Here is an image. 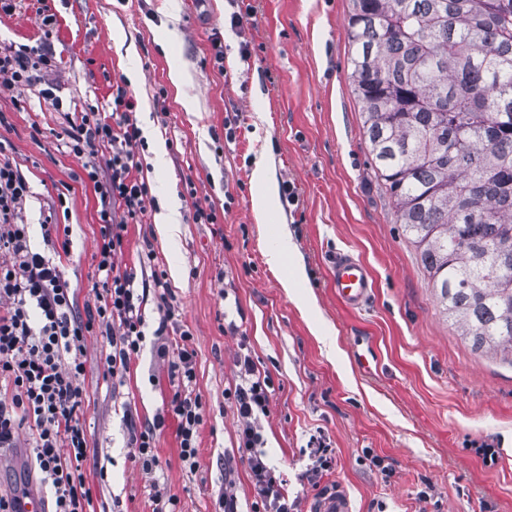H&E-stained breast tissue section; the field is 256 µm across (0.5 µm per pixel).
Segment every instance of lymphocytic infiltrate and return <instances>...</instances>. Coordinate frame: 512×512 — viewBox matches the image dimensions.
I'll return each mask as SVG.
<instances>
[{
    "instance_id": "lymphocytic-infiltrate-1",
    "label": "lymphocytic infiltrate",
    "mask_w": 512,
    "mask_h": 512,
    "mask_svg": "<svg viewBox=\"0 0 512 512\" xmlns=\"http://www.w3.org/2000/svg\"><path fill=\"white\" fill-rule=\"evenodd\" d=\"M53 65L54 57L43 44L0 50V78L20 88L40 84L43 71ZM134 108L125 88H117L110 118L88 109L70 135L71 152L92 159L84 172L102 201L95 304L87 319L74 315L71 285L59 265L32 251L27 226L16 220L29 183L16 166L0 161V382L12 387L11 396H0V447H13L20 427L32 424L29 454L52 494L51 512H95L84 474L87 441L81 422L88 336L94 327L103 328L112 348L106 363L115 379L123 378L146 338L145 296L135 273L117 262L128 225L142 223L150 199V186L139 175L137 148L143 137ZM98 155L103 158L99 164L94 161ZM165 334V326H158L154 347L158 358L168 359L170 373L178 380L168 411L178 424L179 458L193 473L200 467L196 438L203 422L202 399L192 387L193 336L181 331L170 345ZM237 364L239 381L232 396L238 452L247 462L253 497L264 512H302L301 497L288 495L259 450L262 420L270 412L271 379L251 357ZM160 428L157 421L141 426L135 419L127 421L129 455L147 475L160 468Z\"/></svg>"
}]
</instances>
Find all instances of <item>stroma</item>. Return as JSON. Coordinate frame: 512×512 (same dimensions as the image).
Returning <instances> with one entry per match:
<instances>
[{"label": "stroma", "instance_id": "stroma-1", "mask_svg": "<svg viewBox=\"0 0 512 512\" xmlns=\"http://www.w3.org/2000/svg\"><path fill=\"white\" fill-rule=\"evenodd\" d=\"M250 3L255 13L238 30L229 22L235 0H14L12 12H0V47L45 41L55 56L48 79L61 106L38 89L23 92L0 81V154L29 181L19 219L29 226L32 250L52 254L45 225L69 228L61 267L78 317L94 305L101 203L80 179L83 159L67 147L71 120L90 104L111 112L112 93L122 86L138 122L150 123L168 151L158 172L151 152H140L152 199L142 223L129 225L118 260L146 281L157 268L181 272L169 282L167 301L148 294L145 332L153 334L170 309L169 327L194 337V390L204 405L200 468L189 473L179 458L177 423L166 416L175 390L167 363L144 345L123 383L113 385L105 361L111 348L93 332L82 423L96 512L117 505L156 512L153 491L128 456V410L143 423L165 418L156 439L160 482L180 512H215L228 484L240 512H258L226 395L243 344L274 388L262 448L288 493L304 492L305 512L318 495L301 488L297 476L309 437L319 434L336 451L320 483L341 487L353 512H512V362L473 349L444 313L371 166L349 79L351 0ZM44 6L56 18L48 29ZM116 25L134 43V56L116 51ZM243 41L247 60L239 54ZM131 68L134 83L126 75ZM174 68L183 73L178 86L169 77ZM161 88L163 113L154 99ZM185 98L195 101V111L184 110ZM229 115L238 118L230 140ZM261 160L273 165L277 183H292L298 193L293 202L278 193L263 222L251 204ZM165 195L183 214V231L172 242L161 241L155 228ZM196 199L211 209L213 223H195ZM282 227L304 266L312 309L300 306L265 261ZM340 253L363 262L373 283L356 310L339 303L330 285ZM29 442L24 427L16 447L0 450V492L44 493ZM369 452L388 473L370 466ZM428 488L433 499L425 504L418 495Z\"/></svg>", "mask_w": 512, "mask_h": 512}]
</instances>
